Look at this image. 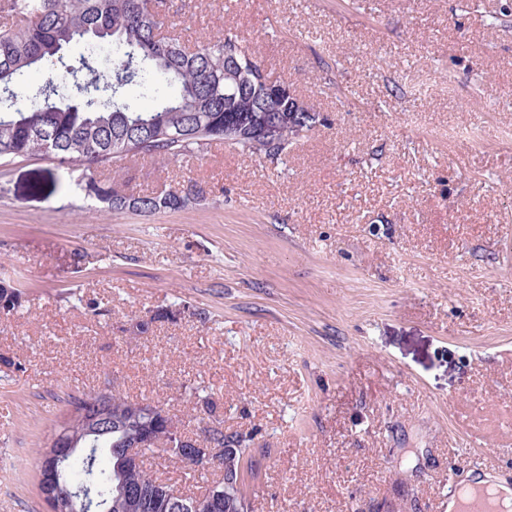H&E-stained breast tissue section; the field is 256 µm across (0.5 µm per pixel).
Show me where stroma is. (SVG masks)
<instances>
[{"mask_svg":"<svg viewBox=\"0 0 512 512\" xmlns=\"http://www.w3.org/2000/svg\"><path fill=\"white\" fill-rule=\"evenodd\" d=\"M169 7L183 40L236 31L326 122L277 166L218 143L96 171L204 190L146 215L49 161L0 163V281L28 295L0 317L27 367H0V512H48L63 396L107 382L189 430L206 386L252 436V512H439L476 458L512 481V0ZM445 127L481 138L430 137Z\"/></svg>","mask_w":512,"mask_h":512,"instance_id":"obj_1","label":"stroma"}]
</instances>
